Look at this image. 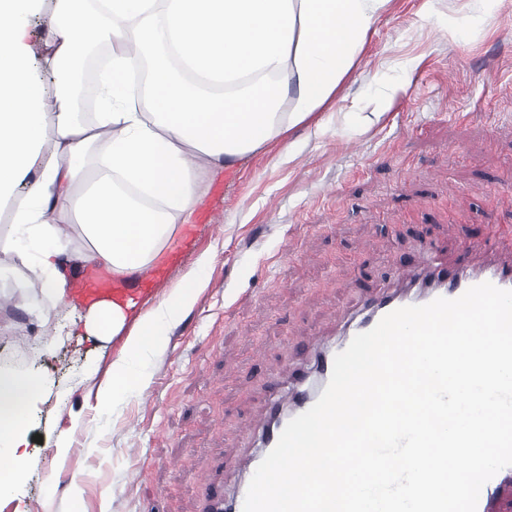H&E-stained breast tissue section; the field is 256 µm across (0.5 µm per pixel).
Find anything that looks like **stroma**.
I'll use <instances>...</instances> for the list:
<instances>
[{"mask_svg":"<svg viewBox=\"0 0 512 512\" xmlns=\"http://www.w3.org/2000/svg\"><path fill=\"white\" fill-rule=\"evenodd\" d=\"M336 105L296 128L289 157L261 151L216 178L154 306L200 253L205 286L143 354L138 393L101 387L126 336L86 335L64 302L29 306L27 268L0 273V372L20 358L42 381L27 462L0 512H198L193 477H239V426L263 428L272 373L288 377L340 309L390 267L464 255L488 227L512 228V0H391ZM52 313L43 321L41 310ZM70 437L65 463L55 442Z\"/></svg>","mask_w":512,"mask_h":512,"instance_id":"obj_1","label":"stroma"}]
</instances>
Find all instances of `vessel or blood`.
I'll return each mask as SVG.
<instances>
[{"label":"vessel or blood","mask_w":512,"mask_h":512,"mask_svg":"<svg viewBox=\"0 0 512 512\" xmlns=\"http://www.w3.org/2000/svg\"><path fill=\"white\" fill-rule=\"evenodd\" d=\"M395 287L381 289L360 304L353 312L344 313V327L349 335H357L374 328L391 311L410 305H423L435 298L455 299L469 287L491 282L495 286L512 290V267L505 268L487 264L478 268L450 267L424 260L411 266L399 268L395 274ZM119 292L116 286L103 285L90 279H82L78 288L71 292L72 298L94 301L106 294ZM346 347L345 342L320 348L316 353L318 376L308 379L300 373L295 377L300 389L289 402H274L269 408L270 417L288 413L296 417L311 408L328 384L334 357ZM282 432L281 427L262 430L259 449L252 455L249 466L257 468L265 456L275 447ZM203 512H243L248 481H240L232 491L215 484L212 476L197 478L195 481ZM512 506V466L500 470L482 488L477 512H507Z\"/></svg>","instance_id":"b4317fda"}]
</instances>
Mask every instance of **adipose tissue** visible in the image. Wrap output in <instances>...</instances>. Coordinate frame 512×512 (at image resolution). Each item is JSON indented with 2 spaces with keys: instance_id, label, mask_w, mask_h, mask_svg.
Instances as JSON below:
<instances>
[{
  "instance_id": "adipose-tissue-1",
  "label": "adipose tissue",
  "mask_w": 512,
  "mask_h": 512,
  "mask_svg": "<svg viewBox=\"0 0 512 512\" xmlns=\"http://www.w3.org/2000/svg\"><path fill=\"white\" fill-rule=\"evenodd\" d=\"M80 2L55 0L38 53L26 42L34 0H0V196L18 174L39 171L0 228V252L30 269L24 291L35 307L65 295L67 261L137 280L193 224L206 175L273 146L290 155L292 129L335 101L389 0H96L100 27ZM97 41L112 64L98 86L101 108L84 121L63 74ZM150 50L158 57L146 84L130 81ZM77 233L86 246L72 253ZM188 299L178 284L135 315L115 300L87 307L90 335L135 323L109 394L142 389L141 355L160 346ZM38 395L37 379L0 374V497L25 463L20 438Z\"/></svg>"
}]
</instances>
